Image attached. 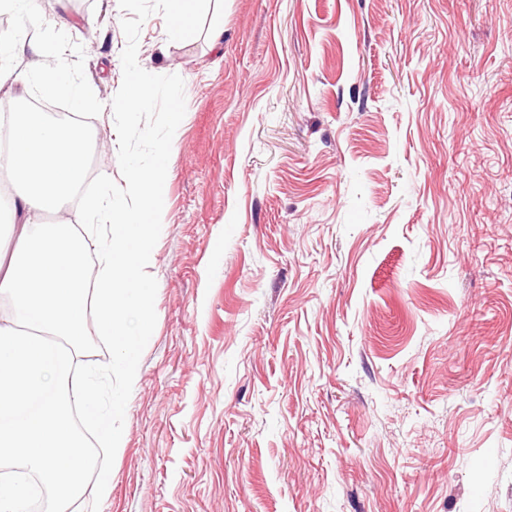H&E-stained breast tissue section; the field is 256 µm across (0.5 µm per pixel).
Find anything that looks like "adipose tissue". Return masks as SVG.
I'll list each match as a JSON object with an SVG mask.
<instances>
[{"label":"adipose tissue","mask_w":512,"mask_h":512,"mask_svg":"<svg viewBox=\"0 0 512 512\" xmlns=\"http://www.w3.org/2000/svg\"><path fill=\"white\" fill-rule=\"evenodd\" d=\"M36 84L44 97L83 103V87L62 79L48 59L25 68L0 66V89ZM8 128V152L0 170L10 179L0 189L11 196L24 227L0 276V296L10 299L0 320V458H19L53 489L74 486L88 466L69 406L80 405L84 421L109 442L120 440L112 419L121 398L102 407L95 381L72 383L74 355L84 342L88 307L119 353L118 366L135 378L139 344L151 327V287L140 275L150 254V235L163 211L167 149L146 167L128 165L135 205L111 199L97 203L98 225L46 224L84 181L91 147L84 120L58 121L46 112L0 114ZM94 249L96 285L82 274V255Z\"/></svg>","instance_id":"obj_1"}]
</instances>
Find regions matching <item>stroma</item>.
<instances>
[{
	"mask_svg": "<svg viewBox=\"0 0 512 512\" xmlns=\"http://www.w3.org/2000/svg\"><path fill=\"white\" fill-rule=\"evenodd\" d=\"M21 63L84 88L122 182L118 0H46ZM180 75L134 381L72 512H512V0H211Z\"/></svg>",
	"mask_w": 512,
	"mask_h": 512,
	"instance_id": "35a3bbf8",
	"label": "stroma"
}]
</instances>
